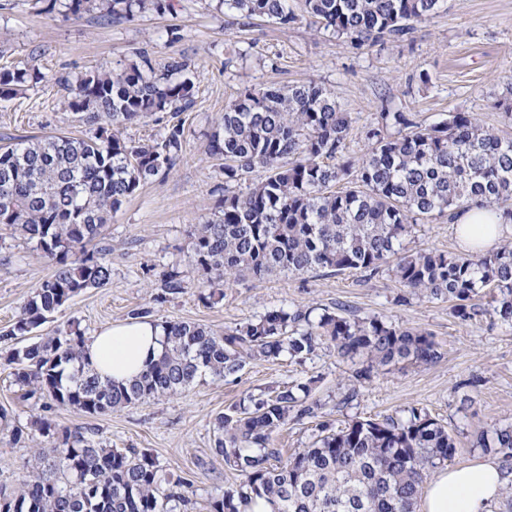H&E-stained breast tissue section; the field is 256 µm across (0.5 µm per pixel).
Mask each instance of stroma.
Wrapping results in <instances>:
<instances>
[{
  "label": "stroma",
  "mask_w": 512,
  "mask_h": 512,
  "mask_svg": "<svg viewBox=\"0 0 512 512\" xmlns=\"http://www.w3.org/2000/svg\"><path fill=\"white\" fill-rule=\"evenodd\" d=\"M173 28L180 35L174 42L168 37ZM0 41L6 62L43 75L27 91L0 100V139L84 135L86 126L62 106L61 80H75L101 64L130 62L141 50L160 62L184 58L196 73L195 105L183 115L180 160L124 202L106 227L109 284L75 296L44 332L74 324L90 336L129 320L131 311L145 310L161 323L195 322L221 333L270 309L309 305L320 313L345 309L429 332L442 352L433 364H399L359 379V360L341 358L325 346L303 362L252 360L237 377L206 376L180 394L89 417L53 402L44 407L24 400L2 361L13 343L0 340V409L11 417L10 424L0 423V485L20 486L23 461L48 443L44 437L14 440L12 427L42 417L58 435L92 427L107 446L151 453L161 478L192 480V512H208L211 498L240 482L223 459L210 454L216 417L248 395L307 381L321 409L318 418H292L279 430L275 445L286 456L312 441L319 420L338 430L354 420L400 419L416 408L454 436L453 462L459 465L483 458L476 445L480 431L512 422L510 323L460 319L448 300L411 294L387 271L370 278L358 271H313L246 280L225 287L223 301L209 305L199 297L198 271L187 262L190 230L212 218L224 196V172L206 153L208 136L243 88L316 81L350 113L345 152L354 157L367 149L366 129L387 111L409 113L424 126L451 112H470L499 135L512 136L494 107L512 82V0H443L409 35L360 51L307 18L287 28L262 19L241 26L216 0H176L174 13L148 10L119 23L88 13L76 18L59 7L48 12L39 0H9L0 9ZM405 244L464 249L444 217L417 225ZM52 270L41 251L0 235V329L15 322ZM172 273L184 280V291H165Z\"/></svg>",
  "instance_id": "obj_1"
}]
</instances>
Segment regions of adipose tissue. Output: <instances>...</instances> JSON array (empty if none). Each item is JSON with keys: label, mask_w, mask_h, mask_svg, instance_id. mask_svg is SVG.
<instances>
[{"label": "adipose tissue", "mask_w": 512, "mask_h": 512, "mask_svg": "<svg viewBox=\"0 0 512 512\" xmlns=\"http://www.w3.org/2000/svg\"><path fill=\"white\" fill-rule=\"evenodd\" d=\"M463 245L476 251L493 248L508 229L501 212L470 208L453 221ZM162 324L136 319L98 332L86 340L90 368L101 379L126 383L139 376L162 351ZM506 478L497 461L482 459L440 471L423 489L420 512H489Z\"/></svg>", "instance_id": "adipose-tissue-1"}]
</instances>
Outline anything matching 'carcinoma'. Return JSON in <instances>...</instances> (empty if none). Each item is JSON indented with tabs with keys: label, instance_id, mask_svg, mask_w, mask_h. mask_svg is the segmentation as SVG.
<instances>
[{
	"label": "carcinoma",
	"instance_id": "1",
	"mask_svg": "<svg viewBox=\"0 0 512 512\" xmlns=\"http://www.w3.org/2000/svg\"><path fill=\"white\" fill-rule=\"evenodd\" d=\"M441 0H304L303 13L356 48L401 38L440 7ZM244 21L297 23L290 0H218ZM174 0H66L79 18L128 20ZM42 80L35 69L0 66V98ZM68 109L89 134L10 138L0 146V225L54 264L0 338L28 336L69 300L106 286L112 269L103 232L125 200L151 178L170 171L185 144L179 115L194 104L191 64L170 57L159 65L141 51L118 66L101 65L64 81ZM158 112L174 122L158 138L135 140L122 130ZM348 113L310 80L246 87L225 106L207 145L224 161V198L216 217L190 233L189 261L201 272L200 296L224 299V287L277 273L327 269L377 274L387 269L415 295L446 299L462 319L479 314L512 321V246L493 254L407 250L414 225L456 217L473 206L512 222V139L494 134L468 112L421 126L405 112H382L366 131L368 150L343 154ZM261 169L263 177L252 178ZM345 183V189L334 190ZM235 183L239 189L232 190ZM493 306L474 300L484 289ZM314 308L273 309L218 334L194 322L164 325V352L127 384L103 382L85 368V336L76 326L14 349L6 358L22 398L51 400L99 416L179 394L208 374H238L249 359L303 361L323 345L362 360L356 377L400 363L441 358L425 331L373 316ZM311 383L250 395L214 423L216 455L242 477L210 501V512H241L254 497L272 512H416L430 474L452 461L456 440L427 413L406 419L356 420L335 430L319 424L307 446L282 459L274 435L290 418L317 416ZM477 446L512 471V423L481 434ZM21 488H0V512H188L191 485L162 482L156 459L135 448H109L91 428L67 431L23 464Z\"/></svg>",
	"mask_w": 512,
	"mask_h": 512
}]
</instances>
